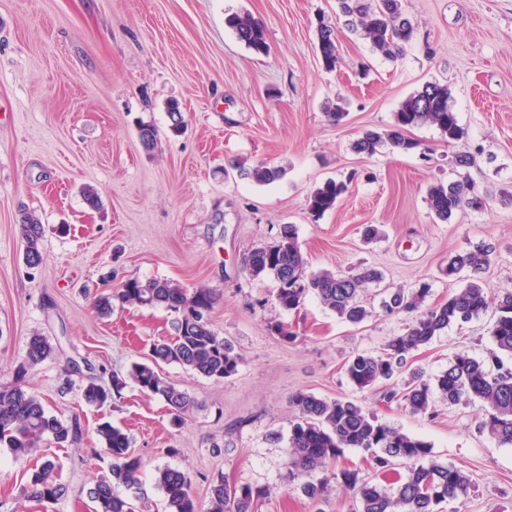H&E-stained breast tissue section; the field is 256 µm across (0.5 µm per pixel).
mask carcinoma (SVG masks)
Returning <instances> with one entry per match:
<instances>
[{
  "instance_id": "1",
  "label": "carcinoma",
  "mask_w": 512,
  "mask_h": 512,
  "mask_svg": "<svg viewBox=\"0 0 512 512\" xmlns=\"http://www.w3.org/2000/svg\"><path fill=\"white\" fill-rule=\"evenodd\" d=\"M336 3L345 18V26L366 40L373 52L391 60L403 56L413 26L403 17L400 0H336ZM226 24L248 48L257 53L267 51L264 27L249 13L232 14ZM318 36L322 66L332 71L339 62L334 27L319 22ZM168 118L171 134H181L185 121L178 104L169 105ZM425 124L437 127L450 143L464 136L450 104L448 85L426 83L401 103L391 126L363 132L353 148L370 156L386 145L400 153H414L421 149V143L407 132ZM240 175L258 184H270L282 179L285 170L259 164L241 169ZM351 182L350 178L329 179L316 187L308 199L311 214L318 218L333 209ZM428 203L435 217L446 222L466 207L482 206L483 199L474 185L461 179L431 185ZM19 226L23 262L35 269L43 262L44 225L36 215L25 210L20 214ZM489 264L487 248L449 255L442 272L449 277L465 274V285L432 306H424L431 291L426 282L409 294L401 290L394 292L384 301L383 308L389 314L412 315L407 328L392 337L380 354H354L347 361L345 372L356 389L370 391L379 382L390 379L408 356L449 326L467 323L490 312L489 335L493 348L486 358L457 355L449 362L448 369L434 379L415 375L405 390L400 393L390 390L386 396L391 400L401 395L405 408L415 415L431 410L436 393L451 404L480 400L488 405L489 411L480 421L479 429L499 444L512 446V360L503 359L505 355L512 357V293L492 297L485 292L482 276ZM243 268L254 280L268 278L276 283L275 301L281 309H298L312 292L326 307L354 325L369 316L360 292L365 284L380 278V273L372 268H364L357 274L308 272L292 224L282 225L274 241L252 248L244 257ZM218 299L219 295L211 288L188 289L162 278L146 282L128 278L116 291L100 296L96 309L103 315L111 314L117 303L165 309L173 316L175 336L154 344L148 361L133 362L127 376H112V386L89 380L82 393L84 401L103 407L112 400V392H120L130 379L142 392L161 397L175 420L183 421L195 402L163 376L161 365L176 363L217 381L235 374L239 365V355L218 335L210 319ZM52 354L53 347L46 337L31 336L16 378L0 382V445L9 448L18 461H27L46 445L61 446L81 435L78 421L67 422L49 414L41 398L22 385L27 371ZM291 403L298 410V419L292 424L286 449L289 478L301 481L303 493L312 502H319L328 486L327 479L314 480L313 474L337 463L347 448L369 452L371 467L377 473H387L397 464L406 468L398 485L389 492L359 476L356 470L342 468L334 474V478L356 491L357 512H436V507L447 500L469 496L472 485L466 473L437 463L429 442L379 421L361 405L350 400L319 398L304 391L294 393ZM96 433L112 465L110 475L95 479L87 490L95 503V512H134L129 498L117 493L115 486L122 485L129 491L140 489L142 459L130 452L129 436L111 422L100 423ZM55 468L53 456L41 454L40 465L21 488V495L44 506L55 504L66 494V487L53 476ZM154 481L165 495L168 512H255L262 496L261 491L248 485L232 489L220 479L210 487L208 506L203 510L193 495L187 473L163 467L156 470Z\"/></svg>"
}]
</instances>
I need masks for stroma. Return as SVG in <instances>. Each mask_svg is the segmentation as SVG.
I'll return each mask as SVG.
<instances>
[{
  "label": "stroma",
  "instance_id": "obj_1",
  "mask_svg": "<svg viewBox=\"0 0 512 512\" xmlns=\"http://www.w3.org/2000/svg\"><path fill=\"white\" fill-rule=\"evenodd\" d=\"M413 38L391 61L344 26L336 28L339 64L323 69L317 20L335 18L336 0H0V380H10L30 336L47 337L54 354L28 371L23 384L62 420L78 418L79 440L52 448L56 477L67 493L49 510L20 497L31 464L0 446V512H92L87 490L108 474L96 434L109 421L130 436L143 461L136 512H167L153 481L156 468L188 472L199 504L224 479L263 493L258 512H356L353 490L333 479L322 504L289 481L285 449L300 390L326 399H354L382 422L433 446L436 460L466 472L467 500L438 512H512V446L478 429L482 401L409 413L402 402L351 385L345 363L379 354L410 318L386 314L390 291L426 282L427 305L461 288L442 269L450 254L487 246L489 293L512 291V0H403ZM248 12L265 27L268 50L240 42L225 20ZM446 84L465 131L448 142L431 125L412 128L423 152L383 147L359 154L352 144L367 129L393 124L401 102L426 82ZM343 98L340 124L323 106ZM178 102L187 130H168L167 105ZM153 125L158 145L145 150L139 124ZM472 155L466 169L450 157ZM283 167L270 184L240 178L237 166ZM351 177L336 207L321 217L310 193L328 179ZM468 178L484 194L479 209L448 222L430 211L437 181ZM99 196L90 207L81 195ZM45 226L42 265L26 268L21 210ZM297 228L311 272L353 274L374 267L381 282L365 288L370 311L350 324L307 296L282 310L272 280H252L242 261L273 241L281 225ZM380 235L365 241L366 225ZM165 278L220 295L211 319L240 356L237 372L215 381L180 366L167 380L195 399L183 422L165 402L127 383L110 404H87L88 380L111 385L152 344L171 338L159 307H115L100 316L96 294L121 281ZM282 323L288 336L273 331ZM491 319L481 315L448 327L414 352L391 387L403 391L412 372L433 378L459 354L484 358Z\"/></svg>",
  "mask_w": 512,
  "mask_h": 512
}]
</instances>
